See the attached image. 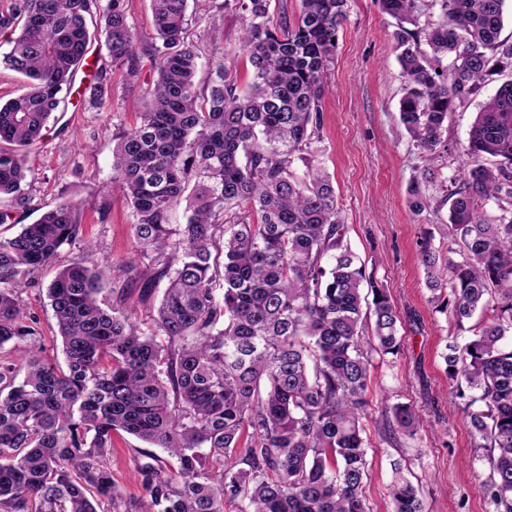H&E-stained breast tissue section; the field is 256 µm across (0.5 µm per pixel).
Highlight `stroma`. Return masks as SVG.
<instances>
[{
    "instance_id": "35a3bbf8",
    "label": "stroma",
    "mask_w": 512,
    "mask_h": 512,
    "mask_svg": "<svg viewBox=\"0 0 512 512\" xmlns=\"http://www.w3.org/2000/svg\"><path fill=\"white\" fill-rule=\"evenodd\" d=\"M346 13L328 71L323 128L307 156L333 175L345 238L395 302L404 338L396 357L374 359L371 368L362 415L369 443L364 495L371 512H392L388 487L397 460L418 488L425 512H490L484 494L491 476L486 452L474 443L442 359L446 344L465 339L469 331L431 304L419 242L427 233L436 250L447 251L452 235L448 210L440 201L452 189L450 177L466 160L476 113L504 78L489 77L476 95L458 105L448 116L447 150L427 155L413 146L399 122L396 20L383 12L380 0H347ZM212 15L207 0H190L189 38L199 42L203 54L224 53L240 72H247L239 17L225 10L223 36L215 40L209 31ZM141 110L139 91L128 89L117 75L110 110L98 111L71 95L66 111L28 153V207L14 211L0 233L10 235L34 223L62 200L83 201L82 238L93 244L100 268L127 257L130 208L111 189L112 133L133 126ZM418 194L429 202L421 212L412 206ZM103 204L109 207L104 218L98 213ZM55 272L52 266L41 270L23 298L40 320L47 358L61 364L65 355L61 341L52 336L55 320L46 297ZM397 402L412 404L424 423L415 436L389 441L382 436V423ZM144 447L125 433L115 439L112 476L125 495L141 493L132 452Z\"/></svg>"
}]
</instances>
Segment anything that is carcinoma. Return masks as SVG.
Returning <instances> with one entry per match:
<instances>
[{
  "label": "carcinoma",
  "mask_w": 512,
  "mask_h": 512,
  "mask_svg": "<svg viewBox=\"0 0 512 512\" xmlns=\"http://www.w3.org/2000/svg\"><path fill=\"white\" fill-rule=\"evenodd\" d=\"M508 2L441 0V21L421 27L416 0H381L402 23L399 121L420 150L435 154L454 107L512 70ZM187 4L150 0L144 42L127 0H0V61L28 79L0 102V199L14 208L30 201L27 150L65 108L91 42L106 52L86 87L93 108L111 101V74L133 88L145 65L156 73L136 124L112 134V188L132 217L112 306L90 245L48 287L64 368L43 356L23 293L79 238L83 205L0 236V512H370L361 412L371 354L398 355L401 320L344 243L329 172L302 156L319 137L346 0H300L292 18L271 0H224L244 21L251 75L241 83L214 54L203 89ZM466 155L446 197L457 248L443 258L426 237L420 255L435 308L475 320L442 359L489 449L485 496L512 512V79L477 112ZM182 204L185 222L170 223ZM164 279L139 319L132 297L146 303ZM420 427L407 403L383 424L389 436ZM120 431L167 455L141 453L133 500L112 481ZM389 493L394 512H424L398 466Z\"/></svg>",
  "instance_id": "cac0c4a2"
}]
</instances>
